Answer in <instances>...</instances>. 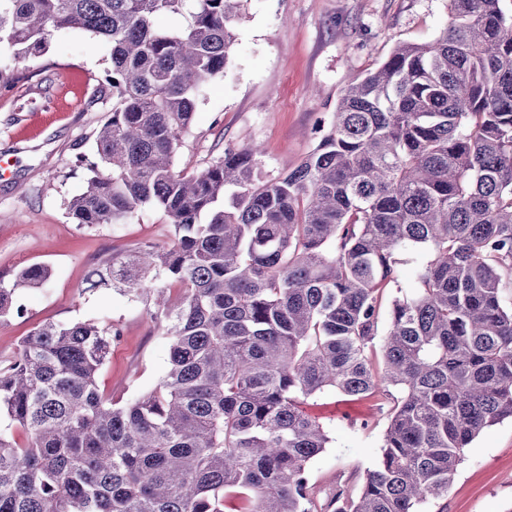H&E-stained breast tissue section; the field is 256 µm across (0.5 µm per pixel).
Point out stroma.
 Here are the masks:
<instances>
[{
  "label": "stroma",
  "mask_w": 512,
  "mask_h": 512,
  "mask_svg": "<svg viewBox=\"0 0 512 512\" xmlns=\"http://www.w3.org/2000/svg\"><path fill=\"white\" fill-rule=\"evenodd\" d=\"M224 75L199 97L194 121L176 154L177 169L206 166L229 147L259 144L271 176L295 169L314 149L316 119H330L341 91L375 70L398 43H429L447 27L448 0H244ZM111 48L89 33L55 34L35 61L16 63L0 47V68L22 79L0 86V279L24 266L50 272L45 288H22L23 317L0 320V365L38 324L112 322L121 329L97 384L125 404L162 377L169 339L134 298L88 290V272L111 255L146 240L169 239L172 227L157 209L124 224L87 228L68 213L80 194L87 163L97 161L95 132L112 101L102 84ZM330 442L309 466L318 498L337 482L357 492L379 455L386 419L365 400L328 390L308 407ZM368 429H359V422ZM512 505V421L481 433L459 466L447 498L420 512H505Z\"/></svg>",
  "instance_id": "obj_1"
}]
</instances>
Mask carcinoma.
Segmentation results:
<instances>
[{"mask_svg": "<svg viewBox=\"0 0 512 512\" xmlns=\"http://www.w3.org/2000/svg\"><path fill=\"white\" fill-rule=\"evenodd\" d=\"M241 2L0 0V46L19 60L67 29L111 46L100 164L71 217L157 207L174 228L90 276L169 337L151 390L124 405L100 392L110 323L39 325L0 367V512H418L512 420V11L448 0L442 34L346 87L285 175L264 174L257 147L184 174L175 156ZM186 7L184 27L157 26ZM414 252L409 295L399 265ZM49 278L33 264L0 280V319ZM326 388L372 401L387 427L359 493L338 483L320 502L308 466L329 437L303 405Z\"/></svg>", "mask_w": 512, "mask_h": 512, "instance_id": "1", "label": "carcinoma"}]
</instances>
